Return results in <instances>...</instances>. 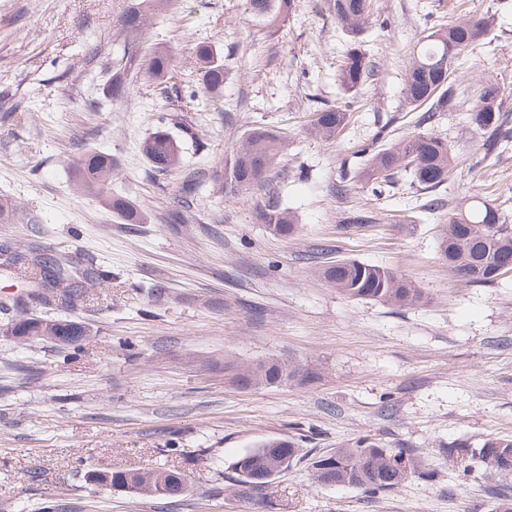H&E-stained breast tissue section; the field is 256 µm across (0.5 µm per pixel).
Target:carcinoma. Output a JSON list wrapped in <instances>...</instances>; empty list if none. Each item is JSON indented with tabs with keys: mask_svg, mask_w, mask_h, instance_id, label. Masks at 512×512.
<instances>
[{
	"mask_svg": "<svg viewBox=\"0 0 512 512\" xmlns=\"http://www.w3.org/2000/svg\"><path fill=\"white\" fill-rule=\"evenodd\" d=\"M173 0H136L119 19L125 33L122 52L112 58V76L103 87L106 99H118L127 90L134 74L147 65V72L159 84L173 78L175 64L172 55L153 51L141 53L140 32L152 14L166 12ZM294 0H248L247 9L264 29H275L291 13ZM328 10L356 39L368 24V0H328ZM488 21L464 20L450 23L426 35L412 53L404 83V108L417 112L414 127L419 132L398 142L383 143L375 149H362L357 177L380 197L399 187L400 175L408 173L411 184L426 194L427 210L448 208V223L442 226L440 258L456 277L473 285L493 283L502 275L500 267L512 259V224L493 199L475 197L466 207L447 206L441 188L448 182L456 159L448 143L422 127L433 123L439 113L455 103L458 61L483 40ZM202 87L208 92L224 88V60L212 46L199 43L195 47ZM374 62L356 44L346 50L336 81L343 92L359 93L373 75ZM504 98L499 83L487 79L482 84L478 101L470 109V123L480 134L485 156H493L512 143V114L503 108ZM348 122V113L335 107H321L312 112L310 129L325 140L337 138ZM283 145L281 134L266 126L252 125L244 132L243 143L229 167L232 181L243 187L260 182L275 164ZM142 155L158 172H168L181 163L180 146L165 131H157L140 143ZM114 162L103 153L91 152L75 164L76 177L88 189H106L112 183ZM112 212L131 220L137 219L130 202L121 196L110 199ZM257 219L270 229L287 236L296 229L294 216L271 201L257 212ZM0 266L26 279L39 289L43 304L74 311L88 298V290L104 281L102 270L86 265L78 255L48 256L30 243L5 241L0 244ZM325 285L336 289L351 300L378 302L394 308L414 306L423 301V291L415 283L390 269L355 259L328 261L317 270ZM39 317L17 314L7 323L6 332L28 328L30 336H47L54 326L72 325L78 346L87 331L79 322L56 319L54 324L40 329ZM224 372L240 389L275 387L291 382L310 384L318 373L302 364H286L271 358L250 365L224 360ZM471 455L490 480L494 495L492 512H512V470L503 472L499 461L512 459V438L488 437L479 447L456 445L448 455ZM308 460L315 481L322 485L359 489L370 495L391 492L413 475L427 476L429 471L414 449L393 448L383 440L364 436L322 453L311 454L299 448L292 438H268L256 448L239 454L231 464L232 486L239 495H246L261 486L249 485L253 473H273L272 466L282 463L291 467ZM112 485L120 488L132 481L136 494L161 497V489L186 481L180 472L162 467L110 471Z\"/></svg>",
	"mask_w": 512,
	"mask_h": 512,
	"instance_id": "carcinoma-1",
	"label": "carcinoma"
}]
</instances>
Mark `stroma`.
I'll return each mask as SVG.
<instances>
[{
    "mask_svg": "<svg viewBox=\"0 0 512 512\" xmlns=\"http://www.w3.org/2000/svg\"><path fill=\"white\" fill-rule=\"evenodd\" d=\"M131 2L0 0V111H13L0 119V199L15 206L0 218V242L76 253L112 275L83 308L64 312L0 268V301L21 297L27 315L89 330L76 349L21 344L0 312V512H36L48 499L68 512H491L485 480L460 481L466 460L448 446L512 436V273L484 287L453 277L439 257L445 212L422 209L411 193L376 198L354 174L378 125L395 115V138L413 130L401 113L419 39L487 17V36L460 65L457 105L431 129L461 159L448 201L469 202L487 186L512 218V153L479 163L469 121L489 77L512 111V0H371L363 46L376 69L353 98L336 83L348 37L327 0H295L272 36L244 0H175L141 41L173 55L177 99L142 72L125 97L92 111ZM202 42L224 57L221 94L200 84ZM316 98L351 115L335 140L307 126ZM254 124L285 143L265 178L241 187L228 167ZM160 128L181 146L180 167L167 173L139 150ZM91 150L116 163L108 191L73 187V161ZM190 179L184 221L169 223L171 199ZM113 195L133 203L137 222L113 214ZM271 198L294 215V235L257 221ZM362 211L375 223H353ZM330 258L390 268L424 301L395 309L350 300L314 275ZM228 357L298 362L320 378L242 390L224 374ZM366 435L416 448L432 478L371 497L317 485L303 461L253 498L229 488L230 463L261 440L291 437L322 452ZM154 466L181 471L186 492L144 498L85 476Z\"/></svg>",
    "mask_w": 512,
    "mask_h": 512,
    "instance_id": "obj_1",
    "label": "stroma"
}]
</instances>
